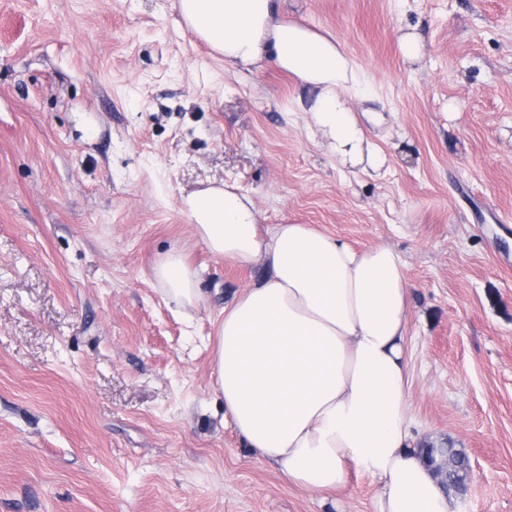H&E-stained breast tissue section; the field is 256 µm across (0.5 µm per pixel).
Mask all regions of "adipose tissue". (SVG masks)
<instances>
[{
	"instance_id": "1",
	"label": "adipose tissue",
	"mask_w": 512,
	"mask_h": 512,
	"mask_svg": "<svg viewBox=\"0 0 512 512\" xmlns=\"http://www.w3.org/2000/svg\"><path fill=\"white\" fill-rule=\"evenodd\" d=\"M172 7L225 65L269 64L311 88V123L337 158L380 167L347 104L359 73L336 38L278 21L273 0ZM183 207L213 256L264 270L225 307L213 360L216 388L248 448L313 491L339 487L356 470L376 485L377 512H457L412 445L409 288L399 256L386 247L355 250L306 224L260 231L253 203L234 187L194 191ZM151 273L177 305L200 303L197 273L180 248Z\"/></svg>"
}]
</instances>
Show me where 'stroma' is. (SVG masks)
<instances>
[{
    "label": "stroma",
    "mask_w": 512,
    "mask_h": 512,
    "mask_svg": "<svg viewBox=\"0 0 512 512\" xmlns=\"http://www.w3.org/2000/svg\"><path fill=\"white\" fill-rule=\"evenodd\" d=\"M363 74L378 170L343 165L284 71L225 66L172 0H0V512H374L358 473L285 479L215 391V326L261 265L213 257L183 196L386 246L409 283L414 442L512 512V0H275ZM420 36L421 57L401 54ZM184 249L201 304L152 279Z\"/></svg>",
    "instance_id": "stroma-1"
}]
</instances>
